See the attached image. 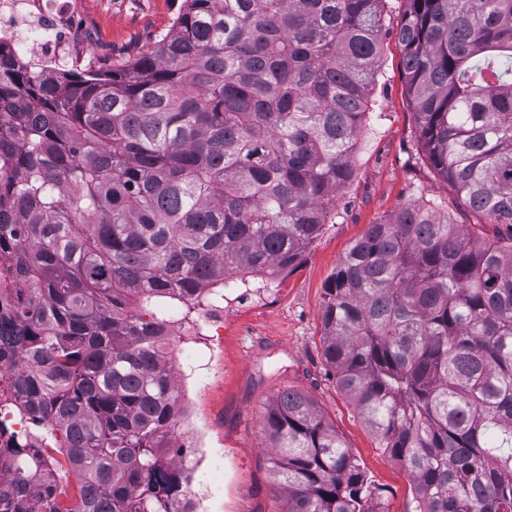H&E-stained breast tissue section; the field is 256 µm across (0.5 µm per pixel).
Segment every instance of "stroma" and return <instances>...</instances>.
Listing matches in <instances>:
<instances>
[{"label":"stroma","instance_id":"1","mask_svg":"<svg viewBox=\"0 0 512 512\" xmlns=\"http://www.w3.org/2000/svg\"><path fill=\"white\" fill-rule=\"evenodd\" d=\"M183 0H83L92 19L89 66L119 64L166 33ZM407 0H384L381 71L368 121L359 135L353 181L338 196L326 224L294 272L267 305L227 320L222 336L201 357L198 378L179 380L182 430L198 438L205 459L189 474L196 512H284L271 483L260 423L273 398L292 389L310 395L378 484L385 512H409L411 481L378 448L352 403L339 390L323 357L324 285L368 225L390 218L412 201L450 198L447 183L428 164L405 91L397 39Z\"/></svg>","mask_w":512,"mask_h":512}]
</instances>
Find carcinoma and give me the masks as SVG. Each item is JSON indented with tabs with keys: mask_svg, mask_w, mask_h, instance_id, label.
I'll return each instance as SVG.
<instances>
[{
	"mask_svg": "<svg viewBox=\"0 0 512 512\" xmlns=\"http://www.w3.org/2000/svg\"><path fill=\"white\" fill-rule=\"evenodd\" d=\"M383 2L183 0L148 49L95 70L0 42V512H195L169 456L171 303L303 263L354 178ZM408 2L425 158L509 233L486 242L431 201L369 225L326 284L323 357L410 476L411 512H512V0ZM260 430L286 512H383L309 395L278 393Z\"/></svg>",
	"mask_w": 512,
	"mask_h": 512,
	"instance_id": "cac0c4a2",
	"label": "carcinoma"
}]
</instances>
